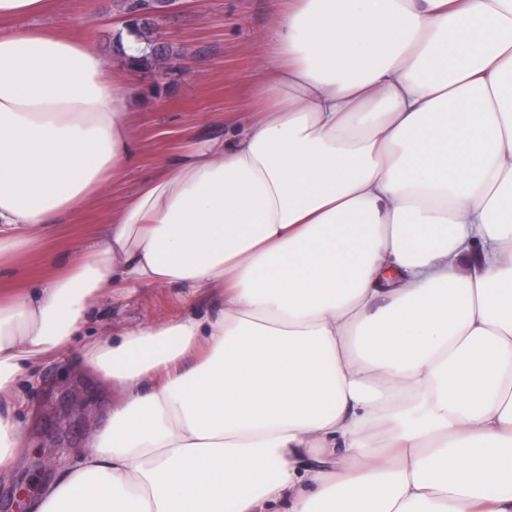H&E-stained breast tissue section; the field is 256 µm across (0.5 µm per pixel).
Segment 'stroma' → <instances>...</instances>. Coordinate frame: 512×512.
I'll use <instances>...</instances> for the list:
<instances>
[{
    "mask_svg": "<svg viewBox=\"0 0 512 512\" xmlns=\"http://www.w3.org/2000/svg\"><path fill=\"white\" fill-rule=\"evenodd\" d=\"M284 6V0H174L154 16V27L163 33L172 55L166 69L153 74L122 67L116 53L126 29L123 0H59L52 14L31 19V26L94 43L112 62L110 76L139 89L128 118L137 153L121 181L56 225L51 238L36 240L0 263L1 297L42 288L98 241L113 207L155 179L187 141L223 138L225 115L254 110L255 75L272 50L275 22ZM182 295L173 286L114 287L65 348L19 376L14 415L24 432L25 459L11 481L0 484V512H14L19 490L29 480L54 475V468L44 467L45 458L59 461L87 445L99 414L90 391L74 380L75 360L124 328L177 315Z\"/></svg>",
    "mask_w": 512,
    "mask_h": 512,
    "instance_id": "stroma-1",
    "label": "stroma"
}]
</instances>
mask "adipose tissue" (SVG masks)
<instances>
[{
	"label": "adipose tissue",
	"mask_w": 512,
	"mask_h": 512,
	"mask_svg": "<svg viewBox=\"0 0 512 512\" xmlns=\"http://www.w3.org/2000/svg\"><path fill=\"white\" fill-rule=\"evenodd\" d=\"M0 0V259L119 179L134 87ZM261 109L0 300L18 375L115 284L217 288L73 372L105 407L29 512H512V0H288Z\"/></svg>",
	"instance_id": "ef3b65f1"
}]
</instances>
